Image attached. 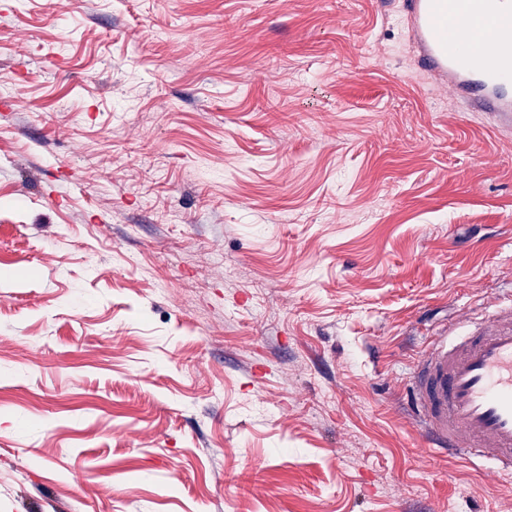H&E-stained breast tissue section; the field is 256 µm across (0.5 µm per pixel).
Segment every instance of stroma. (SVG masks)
<instances>
[{
  "mask_svg": "<svg viewBox=\"0 0 512 512\" xmlns=\"http://www.w3.org/2000/svg\"><path fill=\"white\" fill-rule=\"evenodd\" d=\"M511 295L399 0H0V512H512L406 395Z\"/></svg>",
  "mask_w": 512,
  "mask_h": 512,
  "instance_id": "35a3bbf8",
  "label": "stroma"
}]
</instances>
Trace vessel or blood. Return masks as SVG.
I'll list each match as a JSON object with an SVG mask.
<instances>
[{
	"label": "vessel or blood",
	"instance_id": "vessel-or-blood-1",
	"mask_svg": "<svg viewBox=\"0 0 512 512\" xmlns=\"http://www.w3.org/2000/svg\"><path fill=\"white\" fill-rule=\"evenodd\" d=\"M401 16L418 67L512 128V0H401ZM409 398L428 448L495 463L512 482V305L454 342L433 340Z\"/></svg>",
	"mask_w": 512,
	"mask_h": 512
}]
</instances>
